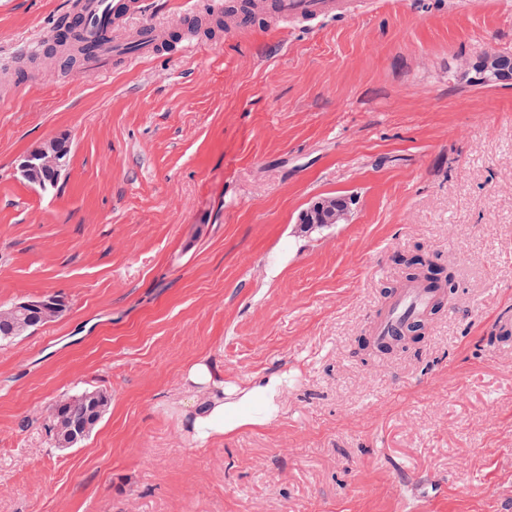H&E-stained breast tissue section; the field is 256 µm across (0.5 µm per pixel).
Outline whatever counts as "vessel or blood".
<instances>
[{"label": "vessel or blood", "mask_w": 512, "mask_h": 512, "mask_svg": "<svg viewBox=\"0 0 512 512\" xmlns=\"http://www.w3.org/2000/svg\"><path fill=\"white\" fill-rule=\"evenodd\" d=\"M138 0H72L48 39L33 42L25 56L42 58L47 46L75 52L89 73L106 75L117 66L131 64L158 54L172 39L170 28L145 22L124 39L113 37L116 23L138 9ZM276 14L281 21L304 22L335 17L337 0H278ZM437 289L410 284L397 290L376 319L372 338L388 343L401 326L424 316L438 301Z\"/></svg>", "instance_id": "obj_1"}]
</instances>
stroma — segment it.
I'll return each instance as SVG.
<instances>
[{"instance_id": "1", "label": "stroma", "mask_w": 512, "mask_h": 512, "mask_svg": "<svg viewBox=\"0 0 512 512\" xmlns=\"http://www.w3.org/2000/svg\"><path fill=\"white\" fill-rule=\"evenodd\" d=\"M69 0H0V66ZM182 0L120 24L180 27ZM512 0H376L310 27L232 22L99 77L52 65L0 102V307L67 312L0 345V512H512ZM68 136L53 193L18 174ZM354 197L344 224H298ZM449 268L425 338L362 354L400 257ZM211 363L284 377L275 419L206 443L175 405ZM110 408L58 450L50 407ZM472 68L478 74L479 81L511 83L512 81V55L500 52H489L480 58V60L472 65L466 62L464 65L465 72L469 73Z\"/></svg>"}]
</instances>
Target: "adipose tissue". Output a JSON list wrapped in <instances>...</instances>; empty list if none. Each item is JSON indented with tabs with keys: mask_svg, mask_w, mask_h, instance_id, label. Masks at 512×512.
<instances>
[{
	"mask_svg": "<svg viewBox=\"0 0 512 512\" xmlns=\"http://www.w3.org/2000/svg\"><path fill=\"white\" fill-rule=\"evenodd\" d=\"M281 386V378L271 376L244 388L228 390L214 377L207 363H195L184 377L185 392L199 396L185 415L188 430L203 443L243 425H265L279 413Z\"/></svg>",
	"mask_w": 512,
	"mask_h": 512,
	"instance_id": "obj_1",
	"label": "adipose tissue"
}]
</instances>
